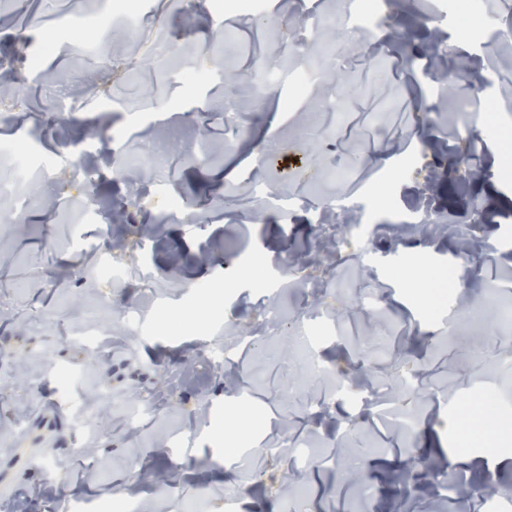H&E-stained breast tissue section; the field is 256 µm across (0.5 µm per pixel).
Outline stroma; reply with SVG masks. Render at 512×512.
<instances>
[{
    "mask_svg": "<svg viewBox=\"0 0 512 512\" xmlns=\"http://www.w3.org/2000/svg\"><path fill=\"white\" fill-rule=\"evenodd\" d=\"M72 2L0 0V56L26 50L0 112V512H373L391 466L412 478L384 512H459L444 480L495 487L466 512H512V0L477 26L388 0L327 58L299 21L341 0H141L136 23ZM114 156L153 158L142 200ZM430 269L454 272L447 304L409 286ZM396 385L410 434L362 406ZM475 390L500 430L464 448Z\"/></svg>",
    "mask_w": 512,
    "mask_h": 512,
    "instance_id": "stroma-1",
    "label": "stroma"
}]
</instances>
